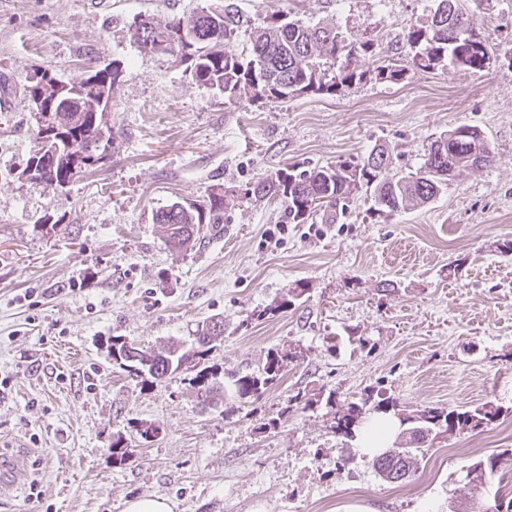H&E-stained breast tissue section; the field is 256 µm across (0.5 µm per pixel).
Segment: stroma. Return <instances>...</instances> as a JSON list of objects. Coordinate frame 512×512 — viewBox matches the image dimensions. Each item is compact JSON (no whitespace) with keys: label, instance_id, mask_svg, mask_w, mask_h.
I'll return each instance as SVG.
<instances>
[{"label":"stroma","instance_id":"35a3bbf8","mask_svg":"<svg viewBox=\"0 0 512 512\" xmlns=\"http://www.w3.org/2000/svg\"><path fill=\"white\" fill-rule=\"evenodd\" d=\"M213 0H0V512H124L164 496L176 512H448L474 458L512 448V415L441 437L407 481L369 456L341 464L333 411L318 404L269 427L298 390L337 400L382 388L400 408L512 406V0H460L495 55L489 68L417 71L400 83L370 70L405 52L406 27L431 0H237L246 14L329 19L376 37L367 78L334 96L236 101L193 80L172 55L141 53L144 16L165 23ZM119 62L104 159L62 188L18 179L35 149L23 86L37 69L77 79ZM478 126L493 162L434 203L374 217L359 195L346 215L286 224L280 198L249 184L393 146L394 171L419 168L430 143ZM224 191V233L188 252L152 222L177 201ZM304 285L287 313L265 311ZM224 318L208 363L221 400L202 404L184 373L153 387L114 364L115 336L151 350ZM340 338L335 353L324 339ZM302 348L262 398L241 402L232 376L268 350ZM154 435L142 437L141 425ZM122 437L127 459L112 460Z\"/></svg>","mask_w":512,"mask_h":512}]
</instances>
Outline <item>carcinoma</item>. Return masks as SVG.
I'll list each match as a JSON object with an SVG mask.
<instances>
[{"mask_svg": "<svg viewBox=\"0 0 512 512\" xmlns=\"http://www.w3.org/2000/svg\"><path fill=\"white\" fill-rule=\"evenodd\" d=\"M133 37L145 53L171 54L189 64L194 80L215 89L230 99L250 102L262 99L286 100L295 95H334L364 78L357 57L373 48V40L347 38L330 20L302 23L284 14L252 17L243 13L236 0L219 6L196 9L160 25L149 17L133 22ZM245 35L249 53L237 52L235 44ZM408 52L373 71L375 79L398 83L414 70H436L452 65L477 73L489 67L493 48L473 34L459 0H433L426 18L408 25L405 33ZM123 78L120 64L87 73L77 81H64L47 69L34 71L26 85L31 101L39 91L54 103V112L33 109L37 125L38 148L29 155L21 175L35 170L44 187L69 184L81 170L103 159L102 142H110L108 115ZM494 159L488 137L477 126L463 124L440 134L423 158L420 168L407 175L391 173V150L385 145L367 155L339 159L334 164L314 166L300 172L280 171L270 179L259 180L245 189L243 198L261 201L279 196L285 204L290 224H303L321 209L345 211L358 193L367 190L375 213L391 216L424 207L448 190V183L468 169L485 167ZM224 193L214 188L207 200L182 206L174 203L153 214L171 246L178 251L193 250L224 233ZM306 291L296 285L288 290L266 314L285 310ZM212 316L197 329L194 343L185 347L172 344L158 352H144L120 336L110 340L112 361L153 384L179 369L195 370L189 378L202 403L215 399L214 372L206 366L215 339L224 332L213 331ZM304 358L297 350H271L261 369L233 378V388L241 400H257L275 383L288 364ZM318 399L297 391L280 407L271 424L286 419L298 410L310 408ZM398 411L397 400L379 391L364 390L360 397L347 401L343 415L335 419L336 433L349 442L356 436L360 421L372 417L371 411ZM502 414V406L491 402L462 409L427 407L412 415L402 414L407 427L397 432L388 447L371 461L378 476L390 483L409 479L418 460L430 443L413 434L415 429L431 433L435 439L456 430H476ZM512 471V450L494 452L473 462L467 469L464 486L448 502V512H469L467 505L486 489L487 478L496 472Z\"/></svg>", "mask_w": 512, "mask_h": 512, "instance_id": "obj_1", "label": "carcinoma"}]
</instances>
